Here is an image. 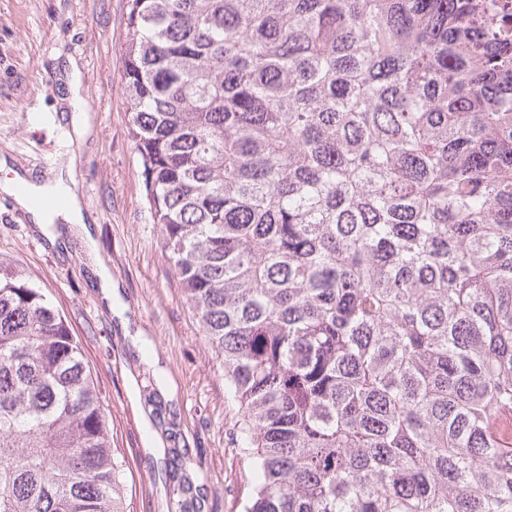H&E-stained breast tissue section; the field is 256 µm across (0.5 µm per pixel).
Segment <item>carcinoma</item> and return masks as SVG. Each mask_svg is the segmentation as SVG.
<instances>
[{
    "mask_svg": "<svg viewBox=\"0 0 512 512\" xmlns=\"http://www.w3.org/2000/svg\"><path fill=\"white\" fill-rule=\"evenodd\" d=\"M507 7L127 0L129 134L243 512H512ZM120 467L66 320L0 269V512H124Z\"/></svg>",
    "mask_w": 512,
    "mask_h": 512,
    "instance_id": "cac0c4a2",
    "label": "carcinoma"
}]
</instances>
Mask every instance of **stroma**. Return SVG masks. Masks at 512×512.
I'll return each mask as SVG.
<instances>
[{"instance_id": "1", "label": "stroma", "mask_w": 512, "mask_h": 512, "mask_svg": "<svg viewBox=\"0 0 512 512\" xmlns=\"http://www.w3.org/2000/svg\"><path fill=\"white\" fill-rule=\"evenodd\" d=\"M126 0H0V159L39 176L82 158L76 186L92 240L59 222L38 227L0 194V260L22 271L69 320L125 461V512H179L164 451L186 448L203 512H242L250 489L238 408L224 360L186 304L152 224L129 135L123 79ZM76 61L90 134L77 140L63 99ZM120 300L110 305L96 271Z\"/></svg>"}]
</instances>
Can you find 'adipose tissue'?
Returning <instances> with one entry per match:
<instances>
[{"label": "adipose tissue", "instance_id": "adipose-tissue-1", "mask_svg": "<svg viewBox=\"0 0 512 512\" xmlns=\"http://www.w3.org/2000/svg\"><path fill=\"white\" fill-rule=\"evenodd\" d=\"M78 163V155L69 156L65 166L42 182L21 173L14 174L0 182V192L26 211L34 224L41 226L58 220L68 224L83 223V204L73 190Z\"/></svg>", "mask_w": 512, "mask_h": 512}]
</instances>
